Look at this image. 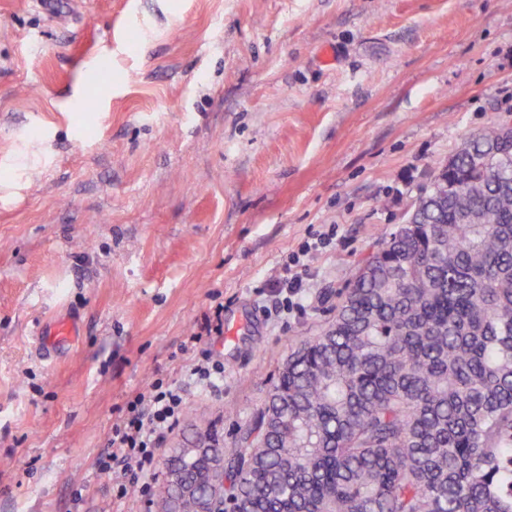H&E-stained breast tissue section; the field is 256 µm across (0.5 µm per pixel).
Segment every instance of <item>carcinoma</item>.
<instances>
[{
	"mask_svg": "<svg viewBox=\"0 0 512 512\" xmlns=\"http://www.w3.org/2000/svg\"><path fill=\"white\" fill-rule=\"evenodd\" d=\"M358 266L224 460L223 512H512V138L481 130ZM166 468L202 495L224 438ZM158 482L151 512H171Z\"/></svg>",
	"mask_w": 512,
	"mask_h": 512,
	"instance_id": "cac0c4a2",
	"label": "carcinoma"
}]
</instances>
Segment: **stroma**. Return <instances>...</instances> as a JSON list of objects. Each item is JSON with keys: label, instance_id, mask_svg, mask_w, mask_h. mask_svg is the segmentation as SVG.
I'll return each instance as SVG.
<instances>
[{"label": "stroma", "instance_id": "obj_1", "mask_svg": "<svg viewBox=\"0 0 512 512\" xmlns=\"http://www.w3.org/2000/svg\"><path fill=\"white\" fill-rule=\"evenodd\" d=\"M54 2L0 0V512H150L99 467L120 411L187 388L149 485L189 433L236 451L359 261L512 115V0ZM219 305L216 394L188 338ZM305 284L304 280L298 273L291 275L284 279L281 283L280 293H285L284 297L285 304L284 308L288 312L297 311L298 313H302L303 305L300 301L303 298V294L305 292Z\"/></svg>", "mask_w": 512, "mask_h": 512}]
</instances>
